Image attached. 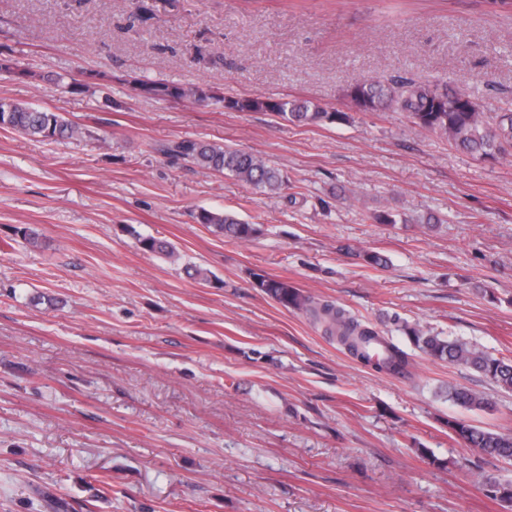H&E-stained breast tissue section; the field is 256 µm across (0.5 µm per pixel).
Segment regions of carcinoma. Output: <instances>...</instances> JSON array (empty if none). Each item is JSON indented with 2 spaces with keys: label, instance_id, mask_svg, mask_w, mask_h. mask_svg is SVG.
<instances>
[{
  "label": "carcinoma",
  "instance_id": "1",
  "mask_svg": "<svg viewBox=\"0 0 512 512\" xmlns=\"http://www.w3.org/2000/svg\"><path fill=\"white\" fill-rule=\"evenodd\" d=\"M135 88L148 98H183L194 96L207 100L212 92L196 87L185 89L159 80L139 79ZM363 101L364 111L393 110L404 112L420 128L438 134L454 147L493 161L512 147V101L498 112H486L470 93L461 89H440L412 79L399 77L388 80L365 79L346 90ZM224 108L237 112H271L289 122L321 126L348 122L346 112H328L308 101L275 98H225ZM0 127L38 141L72 139L79 129L65 116L28 103L0 98ZM166 155L189 161L201 169L219 175L235 177L261 194H278L285 187L283 172L267 164L253 153L194 139L176 141L159 148ZM197 219L213 231L229 238L247 240L258 232L254 224L238 219L231 213L201 210ZM145 251L174 255V246L164 240L148 237L140 241ZM253 287L281 306L309 313L327 324V331L336 335L354 357L372 365L378 371L401 374L408 360L398 347L386 342L375 331L361 326L344 310L329 303H319L286 280L254 275ZM409 341L436 361L462 365L480 373L500 389L512 391V360L494 357L459 339L433 334L419 325L404 322L399 325ZM385 344V354L374 355L372 345ZM448 399L463 407L482 408L487 400L462 386L448 387ZM448 429L478 452L504 461H512V435L484 429L464 420L448 421ZM486 491L493 497L512 503V484H502L489 477Z\"/></svg>",
  "mask_w": 512,
  "mask_h": 512
}]
</instances>
